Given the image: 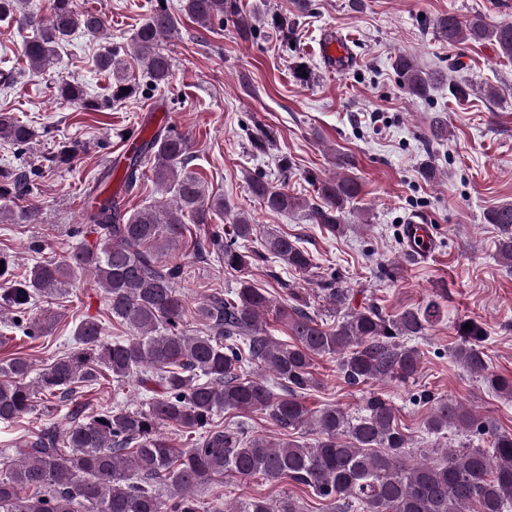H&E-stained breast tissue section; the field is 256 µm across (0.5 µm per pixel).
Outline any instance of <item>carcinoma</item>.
<instances>
[{
  "mask_svg": "<svg viewBox=\"0 0 512 512\" xmlns=\"http://www.w3.org/2000/svg\"><path fill=\"white\" fill-rule=\"evenodd\" d=\"M183 17L206 30L231 22L244 40L253 37L255 28L242 0H180L176 13L160 6L131 37L136 60L157 86L168 83L172 74V60L161 42L179 32ZM15 18L32 29L23 56L34 72L53 64L59 45L76 31L97 36L106 29L101 14L79 9L75 0H52L46 21L25 10L23 0H0V21ZM267 24L285 40L293 33L286 14H271ZM433 26L450 44L493 41L512 61L511 22L490 23L480 14L463 21L448 13ZM119 54L115 48L96 58L98 70L112 76L114 101L136 93ZM392 68L417 98L429 97L439 83L406 55L395 56ZM60 93L87 111L99 108L76 83L62 82ZM448 93L465 101L474 88L462 80L448 85ZM37 135L30 125L0 115V140L22 148ZM249 141L263 154L276 146L273 132L260 125ZM189 149L184 134L165 126L141 138L124 155V186L129 190L141 180L142 164L151 158L154 182L171 194L170 201L127 210L108 199L85 210L86 234L95 240L83 239L63 262H37L26 277L0 288V311H13L14 328L34 341L50 333L58 320L45 311L35 315L39 301L65 292L75 273H90L106 292L108 318L129 330L128 336L109 341L100 319L80 317L73 329L74 346L43 369L34 387L30 358L17 354L0 360V375L7 377L0 380V422L24 416L39 396L47 406L57 400L72 405L65 425L44 423L23 447L12 449L13 456L3 458L0 512H200L198 492L223 480L226 470L242 478L258 475L308 487L340 510L356 504L362 512H503L512 502L511 432L490 431L472 411L440 399L431 408L428 432L436 434L452 424L489 434L491 447L444 448L436 461L413 463L406 451L409 439L385 399L371 398L365 414L355 418L334 406L314 410L303 401L313 386L311 367L319 356L336 357L338 372L351 386L378 378H413L420 353L408 342L426 335L439 319L437 300L393 317L375 304L353 310L350 290L332 275L320 280L318 291L326 311L337 316L333 326L311 316L309 294L300 288L288 289V304L274 308L251 283L254 262L271 261L306 274L314 268L313 256L283 233H268L259 250L244 248L254 228L241 215L229 238L215 232L191 241L199 257L214 253L224 268L240 273L237 287L211 293L193 311L186 306L177 288L180 267L162 263L161 257L184 240L186 221L209 224L225 209L224 197L207 194L202 178L188 169ZM355 168L354 156L337 154L335 175L311 177L314 203L300 201L284 181L274 184L252 176L248 188L264 208L284 214L302 210L310 223L334 236L344 233L348 206L362 191L358 178L349 174ZM27 182L24 170L0 169V214L9 212L8 203L23 194ZM485 219L498 228L497 255L512 263V203L488 210ZM270 310L292 341L270 336L265 320ZM192 314L204 330L187 329ZM482 339L478 327L465 329L454 351L456 361L474 375L487 370ZM249 365L271 375L280 390L245 372ZM146 373L162 387L161 395L149 398L147 409L133 411L117 403L87 415L81 401L86 390L108 382L119 386L138 374L144 388ZM226 409L260 411L284 431L307 427L318 439L311 446L274 443L247 436L237 426L214 424L213 417ZM167 423L197 432L199 439L177 448L160 433ZM227 512L298 509L290 499L276 505L251 497Z\"/></svg>",
  "mask_w": 512,
  "mask_h": 512,
  "instance_id": "carcinoma-1",
  "label": "carcinoma"
}]
</instances>
